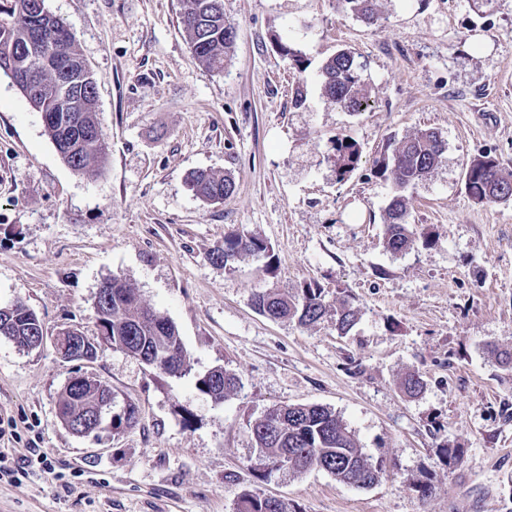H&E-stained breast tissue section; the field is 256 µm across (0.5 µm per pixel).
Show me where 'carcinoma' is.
Returning a JSON list of instances; mask_svg holds the SVG:
<instances>
[{
    "label": "carcinoma",
    "instance_id": "cac0c4a2",
    "mask_svg": "<svg viewBox=\"0 0 512 512\" xmlns=\"http://www.w3.org/2000/svg\"><path fill=\"white\" fill-rule=\"evenodd\" d=\"M8 8L0 7V55L9 51L11 60L20 71L29 68L24 52L31 37L35 20L28 10V0H9ZM342 7L361 20L374 21V0H339ZM180 22L199 64L209 71L224 68V60L232 51L236 33L224 26V0H181ZM42 39L51 58L78 59L75 38L67 35V26L56 17L43 19ZM321 90L325 97L349 112H361L368 105V92L360 66L353 53L340 49L327 58L320 73ZM39 94L34 96L33 108L45 112L56 109L54 74H39ZM96 96L85 94L75 99L74 111L58 113V122L45 126V132L61 158L71 168L81 172L99 170L105 163L107 145L98 125L95 111ZM337 178L343 180L358 168L362 149L355 140L338 136L334 140ZM443 153V141L431 129L397 143L375 161V173L391 181L395 195L388 205L384 224V244L397 254L414 243L407 225V200L402 191L426 178L438 164ZM190 187L203 200L221 203L234 192V182L227 176L208 171H195ZM465 187L471 198L479 203L512 200V171L503 168L490 156L473 159L466 168ZM241 256L271 259L272 248L262 238L244 232L224 235V245L215 249L212 259L229 264ZM110 301L95 304L101 335L112 347H130L147 358L170 356L157 370L178 376L186 370V353L176 326L166 317L154 312L141 300L129 283L114 276L103 283ZM253 306L270 319L291 317L301 325L321 320L327 312L323 290L306 285L288 296L274 291H259L253 295ZM355 321V311L347 300L340 301L336 310V329L348 332ZM41 322L26 305L18 303L5 310L0 307V337L21 345L38 335ZM238 378L225 369L207 371L197 380L198 389L216 400L225 398L237 389ZM111 388L99 383L81 396L65 388L60 407L80 415L94 405L104 402ZM137 423V410L128 404L112 412V425L132 428ZM258 456L251 469L258 476L286 458L297 472L318 468L331 474L336 482L358 487H370L386 476L383 463L372 461L359 448L347 424L331 409L320 404L279 406L268 411L264 420L249 425ZM236 512H288V504L273 498L247 492L237 503Z\"/></svg>",
    "mask_w": 512,
    "mask_h": 512
}]
</instances>
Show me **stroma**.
I'll use <instances>...</instances> for the list:
<instances>
[{
  "instance_id": "35a3bbf8",
  "label": "stroma",
  "mask_w": 512,
  "mask_h": 512,
  "mask_svg": "<svg viewBox=\"0 0 512 512\" xmlns=\"http://www.w3.org/2000/svg\"><path fill=\"white\" fill-rule=\"evenodd\" d=\"M97 79L104 166L63 162L40 112L0 74V307L25 304L45 339L33 350L0 337V450L46 452L48 473L0 483V512H236L257 492L293 512H512V201L481 204L464 185L475 157L512 170V0H375L376 23L337 0H224L234 49L220 71L195 60L180 0H45ZM301 50L295 65L278 49ZM353 51L370 96L345 112L317 74ZM307 92L294 104L296 88ZM438 132L441 160L410 186L405 252L383 244L389 181L373 161L390 143ZM362 147L338 180L332 141ZM195 170L235 183L224 203L191 191ZM264 238L272 264L213 262L230 230ZM119 275L177 327L178 377L102 344L94 302ZM322 288L348 298L339 333L271 320L264 289ZM100 346L69 361L58 333ZM238 377L213 402L208 370ZM135 405L134 427L80 437L56 406L75 373ZM425 387L407 396L409 373ZM320 404L354 433L387 476L362 488L319 469L257 476L247 425L273 406ZM461 453L450 468L443 448ZM74 485L71 494L62 482Z\"/></svg>"
}]
</instances>
